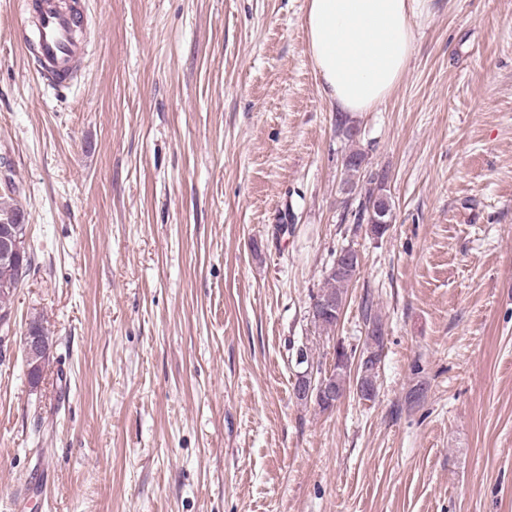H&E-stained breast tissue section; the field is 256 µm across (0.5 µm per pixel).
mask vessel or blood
<instances>
[{"mask_svg": "<svg viewBox=\"0 0 512 512\" xmlns=\"http://www.w3.org/2000/svg\"><path fill=\"white\" fill-rule=\"evenodd\" d=\"M28 17L34 27L31 54L40 79L59 90L69 88L86 52L81 38L83 0H32Z\"/></svg>", "mask_w": 512, "mask_h": 512, "instance_id": "obj_1", "label": "vessel or blood"}]
</instances>
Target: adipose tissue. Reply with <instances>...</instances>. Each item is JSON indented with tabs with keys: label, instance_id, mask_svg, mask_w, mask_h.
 Returning <instances> with one entry per match:
<instances>
[{
	"label": "adipose tissue",
	"instance_id": "1",
	"mask_svg": "<svg viewBox=\"0 0 512 512\" xmlns=\"http://www.w3.org/2000/svg\"><path fill=\"white\" fill-rule=\"evenodd\" d=\"M433 0H308L305 35L319 88L357 116L384 103L410 60L413 28Z\"/></svg>",
	"mask_w": 512,
	"mask_h": 512
}]
</instances>
